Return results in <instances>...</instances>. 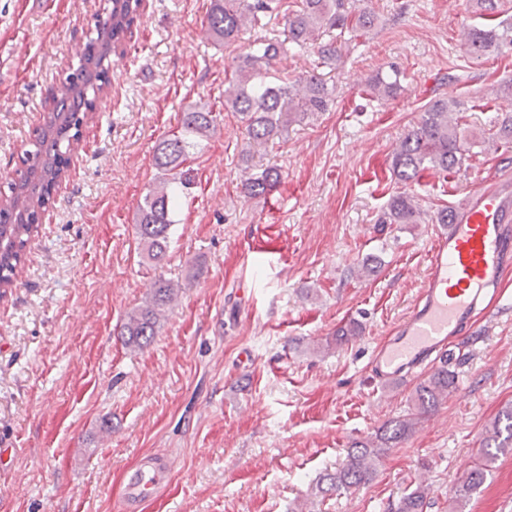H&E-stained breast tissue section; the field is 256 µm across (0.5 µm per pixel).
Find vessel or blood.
I'll return each mask as SVG.
<instances>
[{"label": "vessel or blood", "mask_w": 512, "mask_h": 512, "mask_svg": "<svg viewBox=\"0 0 512 512\" xmlns=\"http://www.w3.org/2000/svg\"><path fill=\"white\" fill-rule=\"evenodd\" d=\"M512 270V183L478 185L467 194L454 224L437 235L421 294L368 362L379 384H403L446 356L464 329L497 314L502 285ZM164 483L149 463L125 475V499L136 508L157 499Z\"/></svg>", "instance_id": "obj_1"}]
</instances>
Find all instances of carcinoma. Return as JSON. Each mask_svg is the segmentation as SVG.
<instances>
[{
    "label": "carcinoma",
    "mask_w": 512,
    "mask_h": 512,
    "mask_svg": "<svg viewBox=\"0 0 512 512\" xmlns=\"http://www.w3.org/2000/svg\"><path fill=\"white\" fill-rule=\"evenodd\" d=\"M273 0H210L207 12L208 30L212 37L226 45L235 43L249 23H258L271 9ZM141 6V0H112V14L99 33L112 31L117 42L127 31ZM374 24V14L358 8L350 0H300V6L288 17V42L302 48L314 40L324 27L366 33ZM463 46L472 57L498 56L512 51V17L496 24L473 25L464 32ZM283 51V44L261 40L249 51L236 57L234 74L224 90V105L236 112L244 124L248 139L258 145L280 138L288 125L306 112H324L330 101L325 81L317 74L305 75L293 83L269 79L273 61ZM369 89L378 98H394L401 90L398 71L390 76H376ZM77 97H61L41 131L36 150L28 154V168L11 185V196L0 199V288L13 284L14 271L22 261L27 242L37 229L38 211L50 199L49 189L62 177L56 165L60 144L70 140V129H79V115L84 101V89ZM465 103L458 99L439 98L423 110L417 125L399 142L392 161V170L404 182L418 180L427 169L447 171L462 165L465 142L457 124L449 118L451 112H462ZM218 115L205 107H194L181 115L179 134L160 140L155 148V162L169 175L153 187L138 205L136 233L145 258L160 266L166 259L177 192L173 185L189 184L191 175L182 165L194 140L207 137L216 127ZM279 180V172L266 169L261 175L243 184L248 198L260 197L271 191ZM422 213L408 193L391 199L383 224H418ZM179 284L160 278L153 284L148 301L127 317L119 336L124 345L143 348L157 335L165 314L172 306ZM361 324L351 320L336 329L334 341L341 345L360 335ZM456 375L443 363L415 389L416 412L391 421L377 431L375 437L356 441L348 448L344 461L333 471L321 474L315 485V496L323 499L341 489L369 483L377 464L386 450L401 443L420 419L435 411L453 393ZM512 449V409H506L491 423L485 438V448L472 462L466 479L456 491V499L465 500L484 484L489 467L495 461L491 449ZM428 488L416 485L393 504L390 512H426Z\"/></svg>",
    "instance_id": "carcinoma-1"
}]
</instances>
